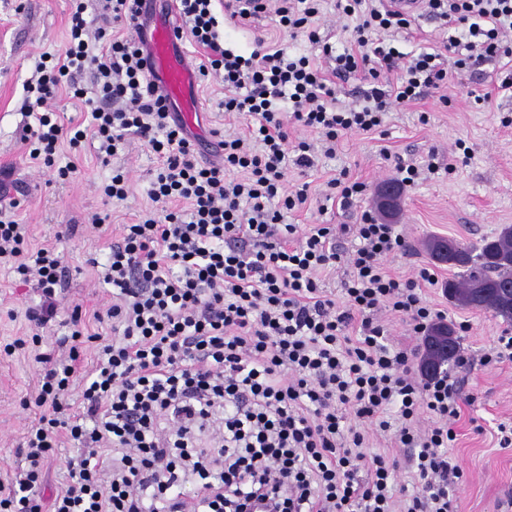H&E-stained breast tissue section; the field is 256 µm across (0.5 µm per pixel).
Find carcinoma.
Returning a JSON list of instances; mask_svg holds the SVG:
<instances>
[{"label": "carcinoma", "mask_w": 512, "mask_h": 512, "mask_svg": "<svg viewBox=\"0 0 512 512\" xmlns=\"http://www.w3.org/2000/svg\"><path fill=\"white\" fill-rule=\"evenodd\" d=\"M461 247L466 263L456 272L457 279L448 281L458 305L472 308L471 289L477 282L512 286V225L503 226L491 240L484 239L479 245L463 243Z\"/></svg>", "instance_id": "cac0c4a2"}]
</instances>
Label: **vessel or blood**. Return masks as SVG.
I'll return each mask as SVG.
<instances>
[{"label": "vessel or blood", "instance_id": "1", "mask_svg": "<svg viewBox=\"0 0 512 512\" xmlns=\"http://www.w3.org/2000/svg\"><path fill=\"white\" fill-rule=\"evenodd\" d=\"M178 22L173 12L160 15L153 28L144 36L150 56L152 77L160 84L170 102H183L181 116L186 124H193L197 104L193 102L194 74L185 59L176 35Z\"/></svg>", "mask_w": 512, "mask_h": 512}]
</instances>
